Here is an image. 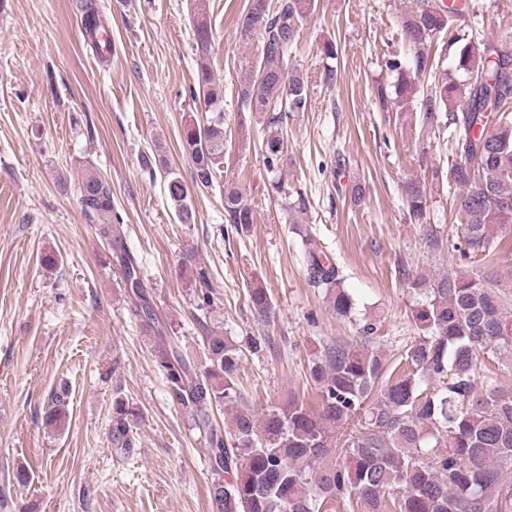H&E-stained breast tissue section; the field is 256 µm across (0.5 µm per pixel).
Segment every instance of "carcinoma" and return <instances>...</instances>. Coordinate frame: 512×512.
Instances as JSON below:
<instances>
[{
	"mask_svg": "<svg viewBox=\"0 0 512 512\" xmlns=\"http://www.w3.org/2000/svg\"><path fill=\"white\" fill-rule=\"evenodd\" d=\"M313 5L314 0H282L273 11L268 0H249L240 34L244 41L258 37L261 64L239 89L240 111L274 112L283 102L290 112L305 111L308 81L290 70L288 61ZM78 8L90 47L99 55L107 53L110 43L101 41L93 0H82ZM463 15L462 8L445 0H418L403 17L413 55L408 61H385L402 82L394 96L378 87L382 109L409 103L408 95L418 92L417 81L437 68L428 44ZM195 40L201 53L192 97L216 117L206 125L187 124L182 143L194 164V186L207 188L224 155V118L219 114L224 85L208 63L207 25H198ZM454 43L463 80L435 82L422 93L420 105L428 124L444 115L459 155L450 176L466 220L465 242L490 260L499 246L498 232L512 224V52L503 38L477 42L459 33ZM261 149L270 171L283 164L280 133L267 135ZM156 161L164 195L178 221L192 223L189 186L162 155ZM271 189L291 199L289 214L307 210L306 196L288 191L282 178L274 179ZM405 201L411 216L426 215L427 197L420 182L405 186ZM79 203L89 223L109 239L132 315L160 339L155 362L170 400L206 431L211 468L230 476L228 481L217 479L209 489L216 512H385L389 505L392 512H512V480L503 476L505 467L512 468V392L491 386L478 393L474 388L480 351L489 348L512 363L509 301L488 287L487 276L414 279L411 288L424 295L412 309L422 335L401 361L368 344L332 341L311 362L310 377L319 387L318 408L312 410L296 397L284 408L261 414L244 406L232 414L228 445L221 429L212 425L210 411L218 404L237 403L243 350L224 333L210 330L206 365L190 361L163 336L139 258L126 245L119 225L112 223V189L104 176L91 169L85 172ZM255 219L245 194L225 188V223L240 233ZM302 251L312 286L326 291L337 315L350 316L354 302L342 286L340 271L323 257L309 233L302 236ZM194 272L197 310L203 313L214 304V292L206 266L199 263ZM250 302L260 319L273 317L264 289H253ZM67 396L64 388L49 396L45 426L56 430L65 424ZM140 418L136 405L122 397L114 400L108 442L115 455L136 448ZM333 454L334 464L325 465Z\"/></svg>",
	"mask_w": 512,
	"mask_h": 512,
	"instance_id": "obj_1",
	"label": "carcinoma"
}]
</instances>
